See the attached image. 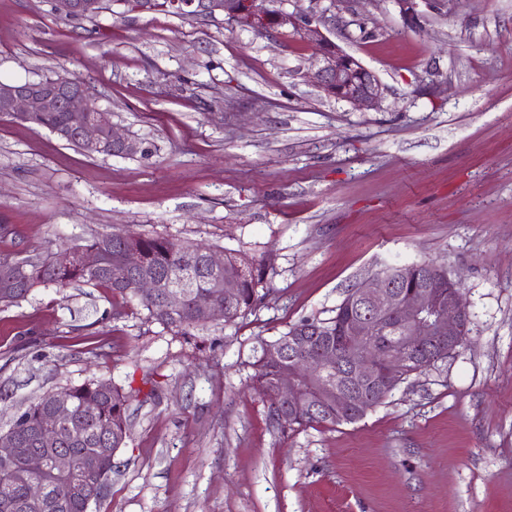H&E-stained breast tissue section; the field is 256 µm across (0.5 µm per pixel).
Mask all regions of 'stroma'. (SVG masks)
Listing matches in <instances>:
<instances>
[{
	"instance_id": "stroma-1",
	"label": "stroma",
	"mask_w": 512,
	"mask_h": 512,
	"mask_svg": "<svg viewBox=\"0 0 512 512\" xmlns=\"http://www.w3.org/2000/svg\"><path fill=\"white\" fill-rule=\"evenodd\" d=\"M414 13L394 0L329 12L331 38L384 86L364 110L303 79L315 51L290 30L69 20L51 0H0V82L79 77L149 149L90 156L0 118V254L127 231L269 265L254 312L189 344L105 288L0 305V430L87 380L133 394L90 512H512V0H416ZM424 260L461 285L465 345L356 423L269 425L250 380L259 339Z\"/></svg>"
}]
</instances>
